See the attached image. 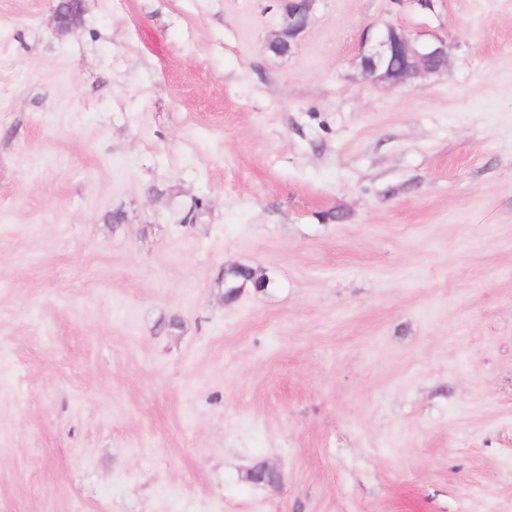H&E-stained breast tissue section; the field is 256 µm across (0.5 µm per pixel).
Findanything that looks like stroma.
<instances>
[{"mask_svg":"<svg viewBox=\"0 0 512 512\" xmlns=\"http://www.w3.org/2000/svg\"><path fill=\"white\" fill-rule=\"evenodd\" d=\"M53 5L0 0V512H512V0L282 56L279 0ZM389 24L447 67L364 80ZM52 9V21L58 30H68L75 25L81 12V2L76 0H57ZM64 3H70L66 8ZM254 290H266L275 286V281L264 272L247 265H233L224 272V296L228 301L236 299L247 285Z\"/></svg>","mask_w":512,"mask_h":512,"instance_id":"obj_1","label":"stroma"}]
</instances>
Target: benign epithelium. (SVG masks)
<instances>
[{
	"label": "benign epithelium",
	"mask_w": 512,
	"mask_h": 512,
	"mask_svg": "<svg viewBox=\"0 0 512 512\" xmlns=\"http://www.w3.org/2000/svg\"><path fill=\"white\" fill-rule=\"evenodd\" d=\"M294 8L281 16V27L269 41L288 43L293 47L308 28L318 0H286ZM81 12V0H57L52 9V21L57 29L68 30L75 25ZM448 42L437 38L421 42L407 30L388 25L375 38L373 46L361 54L360 70L364 78L399 85L409 79L436 72L446 66Z\"/></svg>",
	"instance_id": "benign-epithelium-1"
}]
</instances>
